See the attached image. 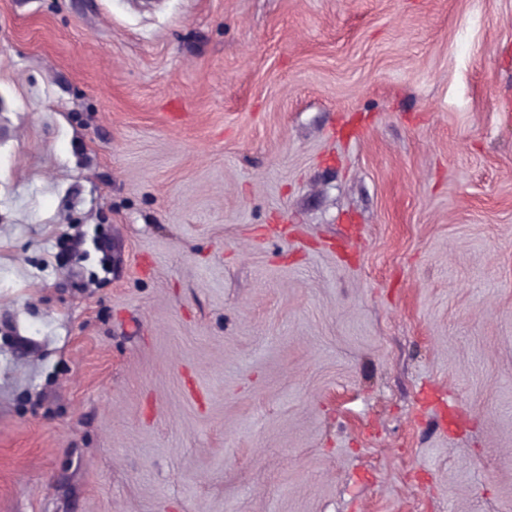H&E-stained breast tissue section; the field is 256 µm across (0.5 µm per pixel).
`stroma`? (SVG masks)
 <instances>
[{"mask_svg": "<svg viewBox=\"0 0 512 512\" xmlns=\"http://www.w3.org/2000/svg\"><path fill=\"white\" fill-rule=\"evenodd\" d=\"M0 512H512V0H0Z\"/></svg>", "mask_w": 512, "mask_h": 512, "instance_id": "obj_1", "label": "stroma"}]
</instances>
